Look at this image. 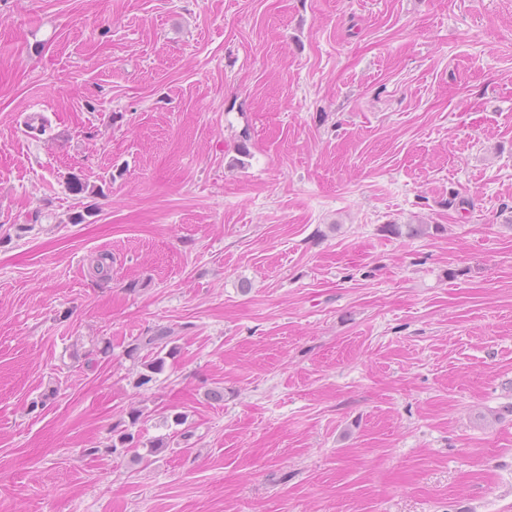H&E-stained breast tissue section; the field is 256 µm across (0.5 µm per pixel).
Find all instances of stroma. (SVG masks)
<instances>
[{
    "instance_id": "1",
    "label": "stroma",
    "mask_w": 512,
    "mask_h": 512,
    "mask_svg": "<svg viewBox=\"0 0 512 512\" xmlns=\"http://www.w3.org/2000/svg\"><path fill=\"white\" fill-rule=\"evenodd\" d=\"M0 512H512V0H0ZM175 336L169 329H159L151 336H143L141 339H136V343L132 344L127 351V355L133 359H139L142 351L146 350L147 353L141 357V365L145 372H139L134 385L137 388L148 386L153 380V374H159L164 370L165 357H162V352L169 346L168 356H172L176 352ZM144 361L142 362V360ZM119 426H115L112 430L113 436H116V439L112 438V444L109 448H112L114 453L118 451V448H121L126 453L132 452V458L136 462L147 461L149 456L163 452L170 445L168 437L157 438L146 443L142 442L139 434L129 429V426H126L125 429H119ZM141 446L142 448H148L145 454L139 452Z\"/></svg>"
}]
</instances>
